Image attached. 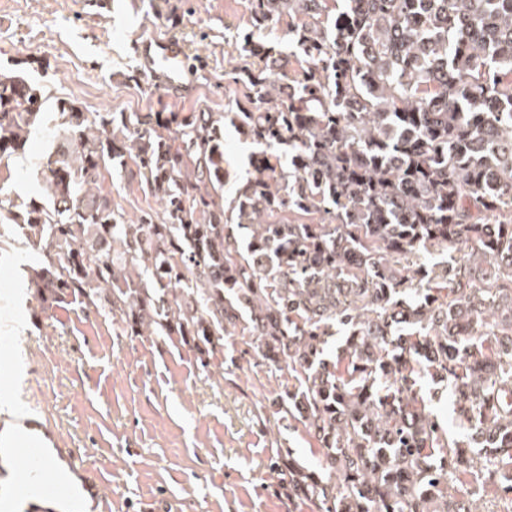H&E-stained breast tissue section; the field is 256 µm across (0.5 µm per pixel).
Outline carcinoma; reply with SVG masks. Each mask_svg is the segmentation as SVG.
Listing matches in <instances>:
<instances>
[{"instance_id": "carcinoma-1", "label": "carcinoma", "mask_w": 512, "mask_h": 512, "mask_svg": "<svg viewBox=\"0 0 512 512\" xmlns=\"http://www.w3.org/2000/svg\"><path fill=\"white\" fill-rule=\"evenodd\" d=\"M249 10L257 29L299 23L288 54L238 36L252 62L227 76L250 95L229 112L92 121L56 103L46 200L0 202V220L52 246L30 278L41 311L77 300L132 338L180 337L206 368L249 308L264 357L296 381L277 413L325 449V479L272 463L316 512H476L452 494L466 477L512 501V0ZM47 103L26 70L0 72V162ZM226 119L267 148L227 206ZM129 162L161 223H130L104 191ZM422 379L448 388L455 431Z\"/></svg>"}]
</instances>
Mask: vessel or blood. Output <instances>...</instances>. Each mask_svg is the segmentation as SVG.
I'll return each instance as SVG.
<instances>
[{"mask_svg":"<svg viewBox=\"0 0 512 512\" xmlns=\"http://www.w3.org/2000/svg\"><path fill=\"white\" fill-rule=\"evenodd\" d=\"M140 69L168 96L189 97L205 58L190 57L172 36L155 35L132 46ZM19 439L9 466L0 465V512H75L88 502L92 512H107L103 477L78 448L61 447L51 427L27 414L15 421Z\"/></svg>","mask_w":512,"mask_h":512,"instance_id":"b4317fda","label":"vessel or blood"}]
</instances>
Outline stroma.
I'll return each instance as SVG.
<instances>
[{"label": "stroma", "instance_id": "obj_1", "mask_svg": "<svg viewBox=\"0 0 512 512\" xmlns=\"http://www.w3.org/2000/svg\"><path fill=\"white\" fill-rule=\"evenodd\" d=\"M0 0V65L39 60L37 79L52 98L101 112H224L246 87L226 80L242 66L236 37L248 27L246 0ZM49 28L51 44L19 39L22 28ZM170 34L205 56L195 93L173 100L139 72L134 38ZM55 112L29 135L25 154L0 166L12 200L43 195L38 164L59 142ZM252 144L224 127V195L249 177ZM104 186L127 217L163 209L140 186L135 166L113 172ZM42 261L16 225L0 223V395L10 414L37 411L63 447L79 448L101 470L110 512L163 499L166 512H309L288 501L273 470L288 453L323 473L326 459L304 424L275 413L274 400L294 384L266 360L239 321L224 348L201 366L179 337L129 339L111 314L67 302L41 312L28 272Z\"/></svg>", "mask_w": 512, "mask_h": 512}]
</instances>
